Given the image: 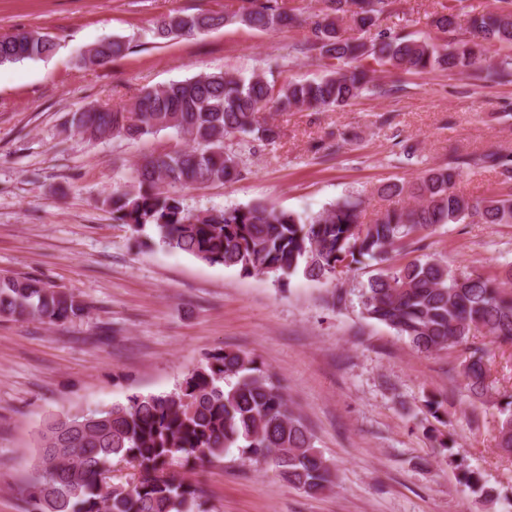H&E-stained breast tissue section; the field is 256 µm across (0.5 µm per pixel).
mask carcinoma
Here are the masks:
<instances>
[{
	"mask_svg": "<svg viewBox=\"0 0 512 512\" xmlns=\"http://www.w3.org/2000/svg\"><path fill=\"white\" fill-rule=\"evenodd\" d=\"M392 0H325L313 22L312 49L332 61L319 79H270L226 71L195 75L143 90L130 108L89 107L72 114L67 128L89 140L122 137L138 141L170 131L191 142L141 158L134 189L106 195L113 219L170 250L246 274H301L332 284L352 266L378 265L360 298L362 313L392 328L418 353H438L469 344L477 333L512 347V264L493 274L459 271L425 255L388 265L391 252H407L440 224H512V189L471 200L455 192L457 166L433 168L405 186L390 184L382 196L406 194L408 208L387 209L374 222H361L363 202L338 201L313 215L265 203L219 211L185 209L179 191L223 183L239 175L240 155L227 140L274 143L279 128L259 120L272 105L280 111L327 109L361 97L374 67L427 73L478 68L487 47L508 49L492 75L512 81V0L469 18L472 37L439 47L402 34L372 40L343 37L349 23L368 32ZM249 6L222 16L206 12L170 14L153 31L157 39L191 37L221 24L252 29L291 27L303 15L280 0H248ZM432 26L442 33L458 27L455 5H441ZM47 34L18 32L0 37V65L50 56ZM131 49L121 37L105 40L82 56L84 65H103ZM484 168L512 180V156L490 152ZM74 293L29 275H0V319L32 318L49 326L87 317ZM472 397L489 390L482 348L459 364ZM497 447L512 456V396L501 404ZM240 458L270 461L281 478L307 494L333 485L334 473L317 450L314 434L291 406L280 381L241 351L212 355L165 393L134 394L125 403L82 414L61 415L40 431V452L22 489L25 512H212L200 483L178 469L224 461L229 449ZM134 464L132 482L116 483L113 461ZM461 482L476 496H496L480 472L456 464Z\"/></svg>",
	"mask_w": 512,
	"mask_h": 512,
	"instance_id": "1",
	"label": "carcinoma"
}]
</instances>
